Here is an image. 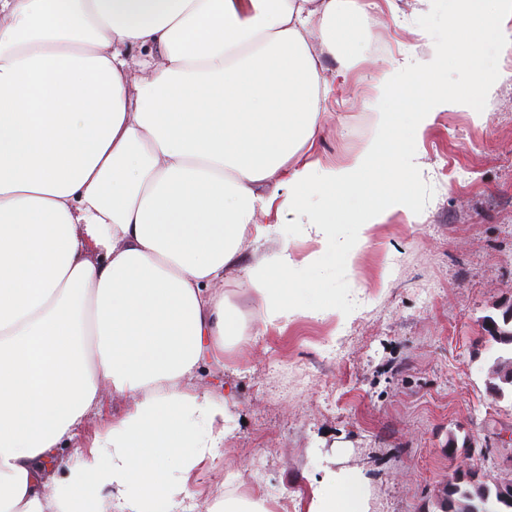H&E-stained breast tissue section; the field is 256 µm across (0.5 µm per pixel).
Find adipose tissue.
<instances>
[{
	"label": "adipose tissue",
	"instance_id": "adipose-tissue-1",
	"mask_svg": "<svg viewBox=\"0 0 512 512\" xmlns=\"http://www.w3.org/2000/svg\"><path fill=\"white\" fill-rule=\"evenodd\" d=\"M367 4L0 0V512H89L102 493L117 512H179L186 476L226 436L225 398L181 381L241 339L210 286L283 213L318 249L301 259L285 242L243 268L263 329L312 298L335 314V295L306 285L315 266L350 264L407 211L413 144L470 100L438 79L449 45L512 48V0H448L446 45L381 69L375 134L328 165L314 137L333 80L311 23L349 64ZM103 379L137 400L46 496L38 463L74 440ZM310 512H368L361 482L328 473Z\"/></svg>",
	"mask_w": 512,
	"mask_h": 512
}]
</instances>
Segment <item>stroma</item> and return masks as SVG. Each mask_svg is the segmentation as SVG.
<instances>
[{"instance_id":"35a3bbf8","label":"stroma","mask_w":512,"mask_h":512,"mask_svg":"<svg viewBox=\"0 0 512 512\" xmlns=\"http://www.w3.org/2000/svg\"><path fill=\"white\" fill-rule=\"evenodd\" d=\"M443 18L437 0H374L359 18L363 60L335 84L318 123L324 163H340L374 134L375 78L411 50L430 60ZM482 54L492 91L440 111L414 146L416 221L395 213L372 228L350 265L316 271L318 287L335 289L337 301H357L358 316H300L264 333L263 304L239 288L237 271L216 283L243 340L184 383L231 397L228 436L192 472L185 512H212L228 498L308 512L330 471L362 477L368 512H440L443 487L464 463L487 482L512 476V398L489 389L501 350L483 330L512 300V50L489 43ZM283 239L301 258L318 249L287 214L277 238H244L241 265L274 258ZM100 400L48 478L65 477L81 444L134 403L106 381Z\"/></svg>"}]
</instances>
